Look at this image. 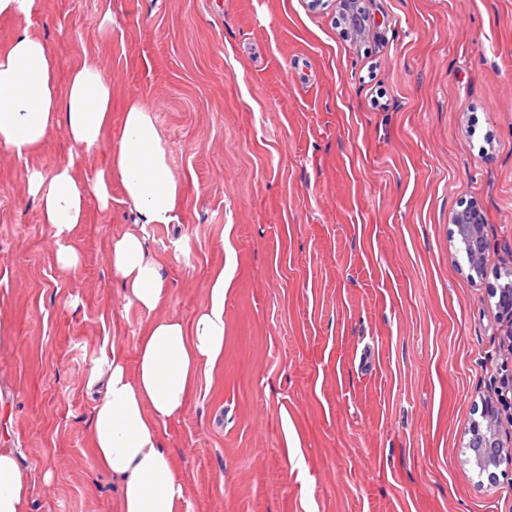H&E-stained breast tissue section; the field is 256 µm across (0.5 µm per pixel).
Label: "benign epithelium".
I'll return each instance as SVG.
<instances>
[{
	"label": "benign epithelium",
	"mask_w": 512,
	"mask_h": 512,
	"mask_svg": "<svg viewBox=\"0 0 512 512\" xmlns=\"http://www.w3.org/2000/svg\"><path fill=\"white\" fill-rule=\"evenodd\" d=\"M336 4L347 15L348 28L343 32L344 37L354 42L366 40L375 21L364 22L367 17L365 0H336ZM448 223L455 227L454 235L464 248L469 271L482 274L486 235L481 209L470 205L466 209L455 210L450 214ZM491 296L495 298L500 318L509 327L504 346L512 355V270L498 277V283L491 288ZM506 412L512 425V370L499 380L495 395L482 402L481 421L474 422L467 431L465 447L473 450L474 465L492 480L496 478V470L501 467L512 472V428L503 426V414Z\"/></svg>",
	"instance_id": "1"
}]
</instances>
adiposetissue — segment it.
<instances>
[{
  "label": "adipose tissue",
  "mask_w": 512,
  "mask_h": 512,
  "mask_svg": "<svg viewBox=\"0 0 512 512\" xmlns=\"http://www.w3.org/2000/svg\"><path fill=\"white\" fill-rule=\"evenodd\" d=\"M38 10L39 0H0V17L26 24L0 49V148L24 156L60 126L77 156L103 148L109 154L89 181L77 175L75 159L48 173L35 167L25 171L56 261L67 268L79 261L71 234L87 221L89 197L109 208L117 180L143 223L170 224L178 219L182 184L169 165L155 111L140 100L128 101L118 135L106 141L112 79L95 61L71 68L66 92H58L59 61L27 27ZM110 262L129 303L151 312L167 300L166 278L148 258L144 237L128 233L113 239ZM224 294L219 272L192 325L152 321L138 339L134 362L110 340L99 348L89 381L103 383L104 397L93 408L92 447L100 470L122 482L121 512H184L186 484L170 465L161 428L181 412L199 375L224 358ZM30 498V483L13 452L0 448V512H29Z\"/></svg>",
  "instance_id": "adipose-tissue-1"
}]
</instances>
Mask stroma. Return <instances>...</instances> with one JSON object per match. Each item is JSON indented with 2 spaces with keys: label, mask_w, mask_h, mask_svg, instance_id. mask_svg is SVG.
<instances>
[{
  "label": "stroma",
  "mask_w": 512,
  "mask_h": 512,
  "mask_svg": "<svg viewBox=\"0 0 512 512\" xmlns=\"http://www.w3.org/2000/svg\"><path fill=\"white\" fill-rule=\"evenodd\" d=\"M346 40L309 0H40L60 62L154 107L183 184L179 223L143 224L112 187L57 264L24 173L72 146L0 149V448L30 512H120L87 386L104 337L133 356L149 322L191 323L223 272L224 360L162 429L186 512H512V473L463 448L512 362L490 286L512 269V0H368ZM476 202L483 275L448 216ZM142 235L167 279L147 313L109 262Z\"/></svg>",
  "instance_id": "1"
}]
</instances>
